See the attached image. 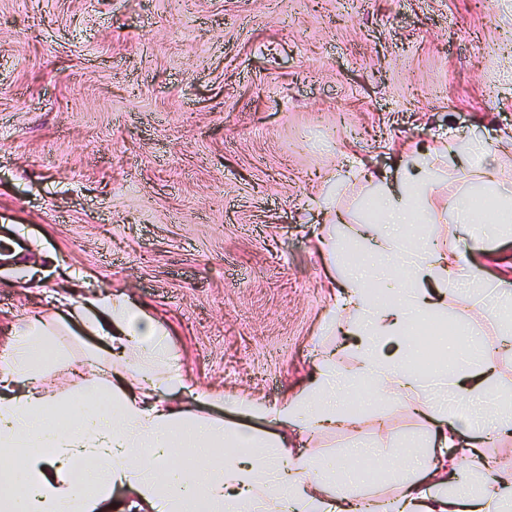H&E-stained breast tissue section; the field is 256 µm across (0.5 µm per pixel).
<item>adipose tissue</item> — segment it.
<instances>
[{
    "label": "adipose tissue",
    "instance_id": "1",
    "mask_svg": "<svg viewBox=\"0 0 512 512\" xmlns=\"http://www.w3.org/2000/svg\"><path fill=\"white\" fill-rule=\"evenodd\" d=\"M491 153L511 155L512 134L464 150L452 137L411 149L418 173L404 177L397 196L382 195L384 224L354 230L368 251L349 266L339 308L354 316L355 371L323 362L271 410L281 427L316 435L350 427L343 402L356 388L374 400L406 399L430 426L429 448L402 445L412 464L394 496L356 494L358 473L347 460L329 466L290 448L286 435L258 437L190 415L168 392L195 403L210 392L186 385L161 326L108 295L79 306L77 317L110 341L109 405L93 380L66 403L37 386L53 334L42 317L16 321L0 347V512H97L118 488L134 493V512H187L193 502L202 512H512V467L477 464L485 442L512 437V388L498 382L495 366L423 373L381 350L416 344L421 326L462 291L477 293L484 316L512 315V282L488 279L475 259L483 244L512 233V178L502 165H485ZM454 157L489 194L481 211L456 203L454 239L441 244L413 228L412 188L434 186ZM458 417L473 434L466 463L455 453ZM227 442L232 452H223ZM84 485L93 491L82 497Z\"/></svg>",
    "mask_w": 512,
    "mask_h": 512
}]
</instances>
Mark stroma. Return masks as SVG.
<instances>
[{"label":"stroma","mask_w":512,"mask_h":512,"mask_svg":"<svg viewBox=\"0 0 512 512\" xmlns=\"http://www.w3.org/2000/svg\"><path fill=\"white\" fill-rule=\"evenodd\" d=\"M512 129V0H0V342L36 314L54 329L37 384L64 400L109 371L107 339L74 303L112 291L168 333L205 420L259 434L266 406L300 392L357 260L347 226L377 220L378 174L398 193L403 144ZM481 200L448 166L417 214L453 234L451 207ZM340 210L346 224H332ZM328 231L335 255L320 253ZM459 359L512 385V352L472 296L448 305ZM327 463L355 441L427 445L405 401L362 406L354 430H292Z\"/></svg>","instance_id":"stroma-1"}]
</instances>
